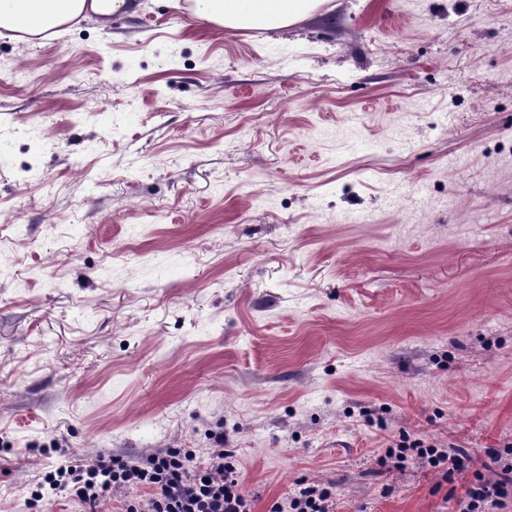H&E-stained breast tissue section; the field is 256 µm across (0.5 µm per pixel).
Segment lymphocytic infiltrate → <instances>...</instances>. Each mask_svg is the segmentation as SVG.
Wrapping results in <instances>:
<instances>
[{"mask_svg": "<svg viewBox=\"0 0 512 512\" xmlns=\"http://www.w3.org/2000/svg\"><path fill=\"white\" fill-rule=\"evenodd\" d=\"M209 462L197 466L192 452L165 448L132 464L116 457L94 460L65 459L47 473V491H33V500L44 494L67 492L75 512H253L252 500L243 489L239 463L224 448L223 433L211 434ZM499 464L496 477L475 469L466 451H448L436 444L406 436L386 446L376 462L380 469L402 472L418 465L439 473L443 481L463 478L467 486L458 512H512V447L490 451ZM147 488V496L137 488ZM331 487L298 481L286 503L274 504L270 512H334Z\"/></svg>", "mask_w": 512, "mask_h": 512, "instance_id": "obj_1", "label": "lymphocytic infiltrate"}]
</instances>
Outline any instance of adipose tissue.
Wrapping results in <instances>:
<instances>
[{"label":"adipose tissue","mask_w":512,"mask_h":512,"mask_svg":"<svg viewBox=\"0 0 512 512\" xmlns=\"http://www.w3.org/2000/svg\"><path fill=\"white\" fill-rule=\"evenodd\" d=\"M324 0H193L198 21L227 29L280 28L307 18ZM135 0H0V38H51L79 19L108 25L136 11Z\"/></svg>","instance_id":"ef3b65f1"}]
</instances>
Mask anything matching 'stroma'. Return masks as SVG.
I'll use <instances>...</instances> for the list:
<instances>
[{"mask_svg":"<svg viewBox=\"0 0 512 512\" xmlns=\"http://www.w3.org/2000/svg\"><path fill=\"white\" fill-rule=\"evenodd\" d=\"M140 2L0 39V512L219 430L253 512H453L376 457L512 443V0ZM327 0H193L198 21L224 29L280 28L307 18ZM294 492L288 496L287 508L277 502L269 510L270 512H334V493L331 486L324 484L308 483L300 480L296 483Z\"/></svg>","mask_w":512,"mask_h":512,"instance_id":"obj_1","label":"stroma"}]
</instances>
